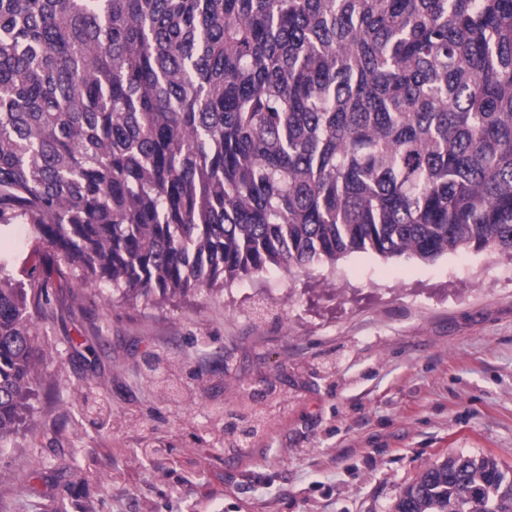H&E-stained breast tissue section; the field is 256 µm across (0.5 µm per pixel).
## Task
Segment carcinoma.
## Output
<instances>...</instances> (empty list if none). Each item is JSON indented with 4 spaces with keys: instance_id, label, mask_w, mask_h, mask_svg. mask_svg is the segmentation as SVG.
Instances as JSON below:
<instances>
[{
    "instance_id": "obj_1",
    "label": "carcinoma",
    "mask_w": 512,
    "mask_h": 512,
    "mask_svg": "<svg viewBox=\"0 0 512 512\" xmlns=\"http://www.w3.org/2000/svg\"><path fill=\"white\" fill-rule=\"evenodd\" d=\"M19 224L122 298L512 253V0H0V243ZM16 269L0 249V446L36 369ZM394 512H512V475L452 455Z\"/></svg>"
}]
</instances>
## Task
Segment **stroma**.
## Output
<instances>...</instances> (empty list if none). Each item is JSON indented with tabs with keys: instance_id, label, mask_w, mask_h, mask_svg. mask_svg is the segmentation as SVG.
Returning a JSON list of instances; mask_svg holds the SVG:
<instances>
[{
	"instance_id": "1",
	"label": "stroma",
	"mask_w": 512,
	"mask_h": 512,
	"mask_svg": "<svg viewBox=\"0 0 512 512\" xmlns=\"http://www.w3.org/2000/svg\"><path fill=\"white\" fill-rule=\"evenodd\" d=\"M14 248L49 290H27L39 373L0 512H392L448 455L512 467L510 255L353 253L159 301ZM267 387L256 435L207 436Z\"/></svg>"
}]
</instances>
